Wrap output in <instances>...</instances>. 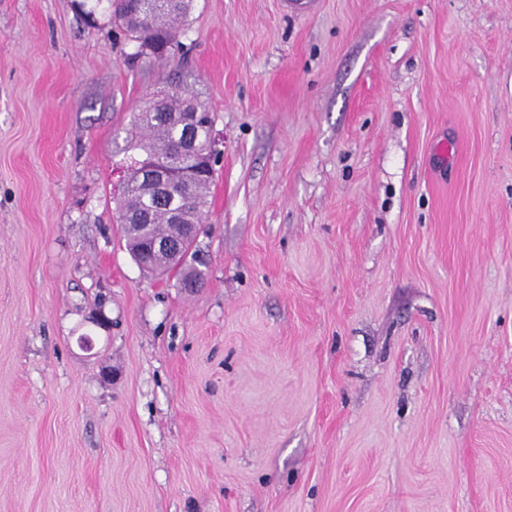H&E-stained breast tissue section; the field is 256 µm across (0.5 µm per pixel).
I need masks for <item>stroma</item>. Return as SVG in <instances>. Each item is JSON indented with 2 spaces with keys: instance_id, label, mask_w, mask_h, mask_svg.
Masks as SVG:
<instances>
[{
  "instance_id": "obj_1",
  "label": "stroma",
  "mask_w": 512,
  "mask_h": 512,
  "mask_svg": "<svg viewBox=\"0 0 512 512\" xmlns=\"http://www.w3.org/2000/svg\"><path fill=\"white\" fill-rule=\"evenodd\" d=\"M286 2L0 0V512H512V0ZM177 87L194 289L115 213ZM112 21L122 27L140 47L156 52L161 46H178L176 25L186 20L194 0H107ZM114 6V10H112ZM198 102L203 105L207 121L213 124V115L208 105L201 100ZM182 104L181 92L159 99H150L134 117L133 128L125 138L124 146L120 151L133 153L129 158L134 157L135 154L138 157H157L172 171L184 169L186 159L182 157V153L191 157H197L199 154V146L193 133L196 134L200 123H204L205 113L200 111L196 102L190 104L188 112H182ZM174 112L182 113L178 121L186 129L185 138V130L173 120ZM203 125L205 128L209 127V139L214 142L213 125L206 123ZM181 141L182 153L176 148ZM210 141L207 138L206 129H201L198 134L200 147H210L219 156L220 151Z\"/></svg>"
}]
</instances>
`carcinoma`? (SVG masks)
Masks as SVG:
<instances>
[{
  "mask_svg": "<svg viewBox=\"0 0 512 512\" xmlns=\"http://www.w3.org/2000/svg\"><path fill=\"white\" fill-rule=\"evenodd\" d=\"M108 2L112 21L125 29L140 47L157 51L162 46H177V24L186 20L194 7V0H96ZM182 111V95L176 92L149 100L134 117V125L120 151L139 157H156L172 170L186 167V159L177 149L185 130L173 120L174 113ZM213 177H200L190 187L173 186L161 196L147 193L136 179H130L126 194L118 207V222L132 259L140 261L146 247L157 237L173 233L171 211L182 209L196 222H203L208 208V196ZM195 240L185 242L177 257L156 253L150 258L149 271L165 275L174 270L181 284L203 280L202 273L187 258L192 255Z\"/></svg>",
  "mask_w": 512,
  "mask_h": 512,
  "instance_id": "1",
  "label": "carcinoma"
}]
</instances>
